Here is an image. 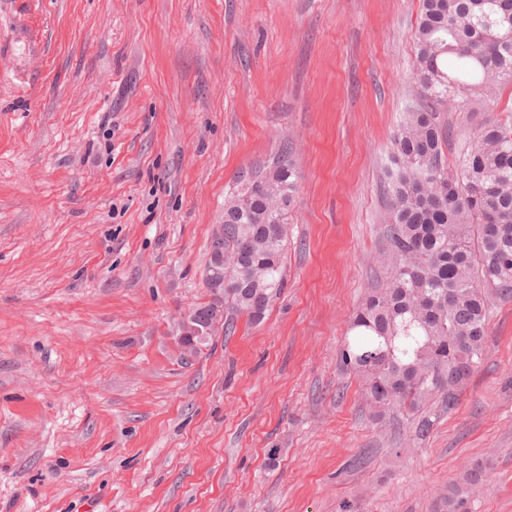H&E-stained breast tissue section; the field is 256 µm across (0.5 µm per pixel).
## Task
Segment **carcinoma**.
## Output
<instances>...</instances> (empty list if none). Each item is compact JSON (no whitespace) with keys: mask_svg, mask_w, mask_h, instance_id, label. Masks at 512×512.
Masks as SVG:
<instances>
[{"mask_svg":"<svg viewBox=\"0 0 512 512\" xmlns=\"http://www.w3.org/2000/svg\"><path fill=\"white\" fill-rule=\"evenodd\" d=\"M413 78L420 102L408 107L390 157L382 252L386 283L371 289L341 351L360 374L377 417L457 391L480 366L494 304L512 298V118L486 122L445 164L442 111L465 89L491 96L512 86V0H421ZM299 174L284 145L258 170L239 172L224 198L205 281L206 322L263 319L283 288L287 208ZM183 355L208 341L181 336ZM484 478L469 467L448 489L442 512H458Z\"/></svg>","mask_w":512,"mask_h":512,"instance_id":"carcinoma-1","label":"carcinoma"}]
</instances>
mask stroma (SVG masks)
Wrapping results in <instances>:
<instances>
[{"label":"stroma","instance_id":"obj_1","mask_svg":"<svg viewBox=\"0 0 512 512\" xmlns=\"http://www.w3.org/2000/svg\"><path fill=\"white\" fill-rule=\"evenodd\" d=\"M420 3L0 0V512H435L476 463L460 512H512V299L454 409L377 425L340 361ZM506 109L446 112L447 163ZM287 139L285 286L183 356L224 194Z\"/></svg>","mask_w":512,"mask_h":512}]
</instances>
